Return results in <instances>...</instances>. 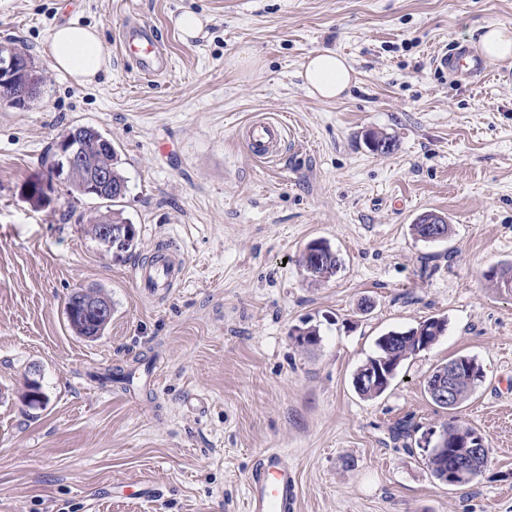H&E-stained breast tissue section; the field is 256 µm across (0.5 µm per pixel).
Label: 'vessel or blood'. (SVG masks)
<instances>
[{"label":"vessel or blood","instance_id":"obj_1","mask_svg":"<svg viewBox=\"0 0 512 512\" xmlns=\"http://www.w3.org/2000/svg\"><path fill=\"white\" fill-rule=\"evenodd\" d=\"M119 42L123 55L135 61L138 70L155 76L166 72L170 59L160 48L155 30L127 21L120 28ZM434 64L441 72L471 80L484 75L486 61L469 47L456 46L452 53L435 55ZM286 128L281 120L262 118L251 121L244 131L250 153L258 159L278 156L285 144ZM185 277V262L175 254L151 259L137 265L134 273L136 287L155 294ZM297 496V484L287 455L276 449L264 451L248 477V512H290Z\"/></svg>","mask_w":512,"mask_h":512}]
</instances>
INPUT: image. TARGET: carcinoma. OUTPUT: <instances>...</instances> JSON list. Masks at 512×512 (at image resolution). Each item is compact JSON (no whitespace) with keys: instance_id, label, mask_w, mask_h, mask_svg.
<instances>
[{"instance_id":"cac0c4a2","label":"carcinoma","mask_w":512,"mask_h":512,"mask_svg":"<svg viewBox=\"0 0 512 512\" xmlns=\"http://www.w3.org/2000/svg\"><path fill=\"white\" fill-rule=\"evenodd\" d=\"M82 167L67 173L66 182L67 192L77 194L82 197L108 201L112 204L125 197L127 192V180L120 169V158L114 147H109L103 152L88 148L82 158ZM99 167H106L112 170V190L105 193H91L87 190L86 174ZM87 219L90 224L91 232L98 234L99 227L107 222L114 224H125L128 228V234L124 240L112 244V249L118 252H131L136 249L137 241L133 225L123 217L122 212L109 206L101 210L95 209L89 216H79V219ZM323 254L321 264L317 271L312 274L313 279H329L336 275L339 268V260L336 254L331 251L329 244H324L320 249ZM82 290L74 291L68 301L66 308L67 321L73 332L78 336H84L88 339H94L105 331L109 322L102 321L94 330L87 329L79 316L74 312L73 303L81 296ZM434 324V331H417L413 327L405 331H389L380 336L376 341L375 355L367 360L358 368L355 378H360L367 368H377L383 372L391 369L398 371L402 363L409 357L417 354L422 346H433L446 330L447 321L444 318L433 317L423 321V324ZM455 366L458 369L457 381L455 387V405L462 404L469 395L475 390L484 378L483 368L473 357L466 355L456 356L448 360V363L438 366L429 375L424 389H429L431 382L438 376L441 369L448 366ZM394 376L390 375L382 379H373L362 387H355L356 392L365 398H375L380 396L390 386ZM448 428V447L433 457L426 459L428 467L432 474L439 480L450 485H465L471 482L469 478H460L456 475L460 459L463 457L464 449L458 447V441L464 439L469 434L476 433V430L456 421L446 423Z\"/></svg>"}]
</instances>
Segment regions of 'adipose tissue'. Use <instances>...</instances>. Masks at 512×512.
<instances>
[{
    "instance_id": "obj_1",
    "label": "adipose tissue",
    "mask_w": 512,
    "mask_h": 512,
    "mask_svg": "<svg viewBox=\"0 0 512 512\" xmlns=\"http://www.w3.org/2000/svg\"><path fill=\"white\" fill-rule=\"evenodd\" d=\"M54 67L76 84L92 83L107 70L109 57L96 28L68 22L55 28L50 39ZM353 70L336 52L325 50L311 55L304 64V79L309 92L323 100L339 97L350 85Z\"/></svg>"
}]
</instances>
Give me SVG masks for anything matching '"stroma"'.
<instances>
[{
	"instance_id": "35a3bbf8",
	"label": "stroma",
	"mask_w": 512,
	"mask_h": 512,
	"mask_svg": "<svg viewBox=\"0 0 512 512\" xmlns=\"http://www.w3.org/2000/svg\"><path fill=\"white\" fill-rule=\"evenodd\" d=\"M185 11L197 37L177 27ZM150 25L171 58L158 76L119 51L125 20ZM95 26L108 71L81 86L52 66L53 29ZM512 28V0H0V44L47 74L21 112L0 105V512H245L248 475L269 448L297 477L294 512H512V60L458 83L433 56ZM343 55V98L312 96L303 65ZM249 51V65L239 62ZM286 122L263 163L238 136L254 116ZM99 130L121 156L117 207L135 252L112 255L77 221L97 200L52 179L48 202L21 195L47 176L60 135ZM390 136L384 155L366 132ZM446 218L447 240L410 230ZM324 239L341 266L312 281L299 263ZM186 262L165 296L132 271L155 247ZM103 286L104 336H74L70 294ZM441 317L440 340L366 399L353 375L378 336ZM317 327L303 348L293 333ZM476 358L484 379L453 410L424 390L434 368ZM136 365L158 391L103 388L95 372ZM37 377L46 406L19 399ZM458 420L482 434L489 465L464 486L436 479L404 421Z\"/></svg>"
}]
</instances>
